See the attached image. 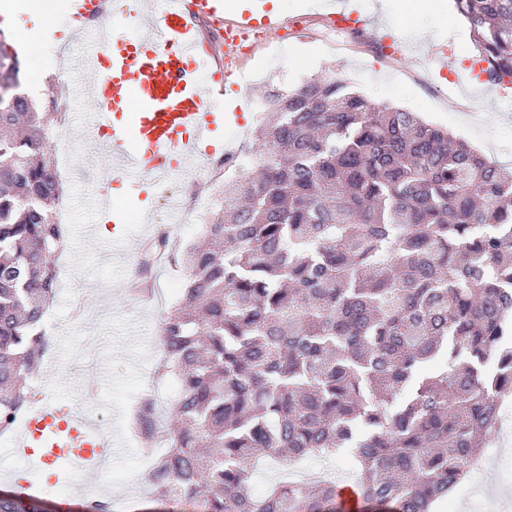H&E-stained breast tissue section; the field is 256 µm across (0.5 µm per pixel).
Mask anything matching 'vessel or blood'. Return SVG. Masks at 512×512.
Listing matches in <instances>:
<instances>
[{
	"instance_id": "obj_1",
	"label": "vessel or blood",
	"mask_w": 512,
	"mask_h": 512,
	"mask_svg": "<svg viewBox=\"0 0 512 512\" xmlns=\"http://www.w3.org/2000/svg\"><path fill=\"white\" fill-rule=\"evenodd\" d=\"M73 7L76 35L87 48L70 66L95 75L85 91L83 128L111 156L109 180L93 187L94 208L123 224L109 183L132 189L140 212L152 213L151 190L187 174L191 160H206L224 128L227 55L253 30H279L284 22L269 13L228 18L217 0H153L147 13L138 0H73ZM199 19L219 28L223 48H203L194 28ZM115 441L111 429L50 396L27 418L16 451L35 470L68 456L67 476L86 479L102 472Z\"/></svg>"
}]
</instances>
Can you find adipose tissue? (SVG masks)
<instances>
[{"instance_id": "obj_1", "label": "adipose tissue", "mask_w": 512, "mask_h": 512, "mask_svg": "<svg viewBox=\"0 0 512 512\" xmlns=\"http://www.w3.org/2000/svg\"><path fill=\"white\" fill-rule=\"evenodd\" d=\"M21 28L15 37L14 49L21 58L27 76L39 81L44 71L40 59V46L52 38V11L44 0H0V29L9 31Z\"/></svg>"}]
</instances>
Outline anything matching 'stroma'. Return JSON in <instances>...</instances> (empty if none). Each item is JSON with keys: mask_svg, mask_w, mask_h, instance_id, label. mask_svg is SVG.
Returning <instances> with one entry per match:
<instances>
[{"mask_svg": "<svg viewBox=\"0 0 512 512\" xmlns=\"http://www.w3.org/2000/svg\"><path fill=\"white\" fill-rule=\"evenodd\" d=\"M354 5L367 17L368 30L417 37L421 42L418 55L392 66L372 52L367 39L361 41L359 51L337 54L323 23L325 0H281V16L295 22L287 41L270 37L268 43L239 59L236 68L246 80L228 82L227 93L244 95L251 102L286 93L310 78L342 80L371 99L405 108L448 128L491 161L512 163V104L489 92L480 80L474 71L475 54L460 53L459 47L469 43L470 33L457 19L450 0H430L425 7L417 0H354ZM442 47L456 58L452 83L439 76L427 60L431 49ZM77 49V43L69 40L58 47H42V59L50 70L37 98L43 102L61 92L72 105L66 137L47 134V153L57 158L63 149H70L86 170L98 173L108 169L110 157L87 149L83 141L82 95L90 77L73 70L61 72L52 65L56 55ZM460 92L469 95L472 114L455 105ZM62 179L69 222L66 247L57 265L56 302L50 310L54 323L50 361L55 377L49 380L36 373L31 391L38 398L53 395L63 404L115 425L123 443L113 454L110 475L99 479L97 485L103 496L111 499L112 512H156L157 502L145 500L137 480L140 445L129 429L128 418L143 389L157 381L159 324L171 306L168 287L176 273L165 266L157 268L155 304L133 305L127 296L134 277L133 262L113 264L110 231H100L95 239L86 235L87 224L95 218L86 183L68 168Z\"/></svg>", "mask_w": 512, "mask_h": 512, "instance_id": "1", "label": "stroma"}]
</instances>
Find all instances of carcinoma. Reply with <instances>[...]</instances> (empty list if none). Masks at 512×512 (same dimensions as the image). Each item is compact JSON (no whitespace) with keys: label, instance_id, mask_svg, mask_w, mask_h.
Masks as SVG:
<instances>
[{"label":"carcinoma","instance_id":"carcinoma-1","mask_svg":"<svg viewBox=\"0 0 512 512\" xmlns=\"http://www.w3.org/2000/svg\"><path fill=\"white\" fill-rule=\"evenodd\" d=\"M489 80L512 79V0H455ZM21 66L0 40V434L49 348L64 227L56 163L41 151L60 112L10 97ZM259 172L224 183V206L187 247L150 241L185 273L162 319L160 377L175 375L154 498L206 512H340L336 481L279 475L351 454L358 495L433 512L476 462L512 395V165L415 112L341 80L274 97L253 137ZM155 399L139 402L142 450ZM0 512H46L0 491Z\"/></svg>","mask_w":512,"mask_h":512}]
</instances>
